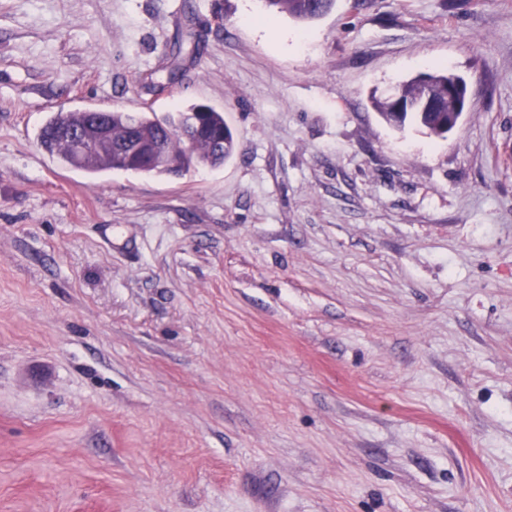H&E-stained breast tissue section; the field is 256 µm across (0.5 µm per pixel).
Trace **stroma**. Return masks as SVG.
<instances>
[{"mask_svg":"<svg viewBox=\"0 0 512 512\" xmlns=\"http://www.w3.org/2000/svg\"><path fill=\"white\" fill-rule=\"evenodd\" d=\"M195 102L223 166L38 141ZM0 512H512V0H0ZM270 11L285 14L300 22H313L327 15L335 0H262ZM461 79L458 76L448 74V71H436L422 76L419 75L395 87L393 94L384 98H376L374 107L385 122L397 129L403 128L406 122L411 121L424 128L429 135L446 139L448 136V112L452 111L455 106V101L448 98V93L458 95L462 101L460 111L456 112L449 121V132L458 126L468 105V84ZM425 80L431 91L432 105L423 110H408L405 108L402 115L399 116L396 113L395 97L403 101L405 106L408 103L412 104L422 96ZM464 85L466 86L465 91H463Z\"/></svg>","mask_w":512,"mask_h":512,"instance_id":"35a3bbf8","label":"stroma"}]
</instances>
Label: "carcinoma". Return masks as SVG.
<instances>
[{
	"instance_id": "cac0c4a2",
	"label": "carcinoma",
	"mask_w": 512,
	"mask_h": 512,
	"mask_svg": "<svg viewBox=\"0 0 512 512\" xmlns=\"http://www.w3.org/2000/svg\"><path fill=\"white\" fill-rule=\"evenodd\" d=\"M270 11L285 14L300 22H313L327 15L335 6V0H262ZM428 84L432 105L426 109L404 110L397 113L396 100L413 103L422 96L423 84ZM455 101L448 97V72L436 71L417 76L394 88V93L374 100V107L381 118L389 125L401 129L409 121L424 128L429 135L439 139L448 136V112L452 111ZM112 140L123 141L131 132L144 137H161L175 166L160 169L148 160L132 157L125 162L116 157L98 152H89L83 160L76 162L72 158L71 149L59 137V131L69 126H77L91 122L94 115L90 110L58 111L52 113L41 128L38 140L40 146L49 155L61 163L74 168L97 173L103 170H119L133 173L174 174L178 175L192 167H217L230 160L236 150L234 134L224 120V113L208 105L195 104L179 112L177 119H152L147 113L134 115L114 110L105 114ZM200 125L199 138L193 154L183 153L182 141L178 135L181 127L192 128Z\"/></svg>"
}]
</instances>
